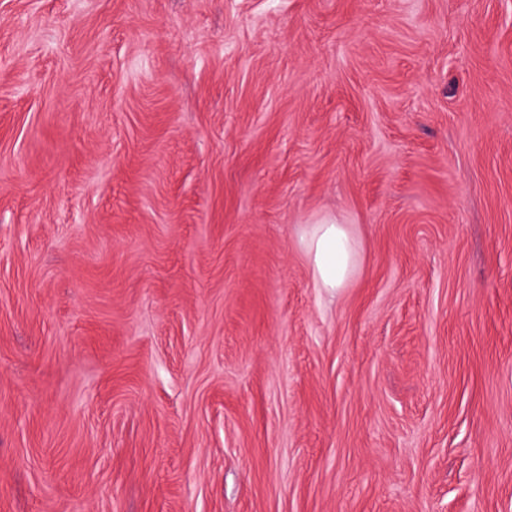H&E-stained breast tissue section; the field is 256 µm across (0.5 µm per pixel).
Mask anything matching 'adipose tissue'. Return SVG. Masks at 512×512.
<instances>
[{
  "label": "adipose tissue",
  "mask_w": 512,
  "mask_h": 512,
  "mask_svg": "<svg viewBox=\"0 0 512 512\" xmlns=\"http://www.w3.org/2000/svg\"><path fill=\"white\" fill-rule=\"evenodd\" d=\"M317 287L336 291L346 287L358 257V245L348 225L328 219L303 225L297 241Z\"/></svg>",
  "instance_id": "ef3b65f1"
}]
</instances>
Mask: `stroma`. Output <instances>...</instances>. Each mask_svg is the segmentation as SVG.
<instances>
[{"label": "stroma", "instance_id": "stroma-1", "mask_svg": "<svg viewBox=\"0 0 512 512\" xmlns=\"http://www.w3.org/2000/svg\"><path fill=\"white\" fill-rule=\"evenodd\" d=\"M0 512H512V0H0ZM297 244L317 287L331 292L346 287L358 257L357 241L348 224H338L336 219L304 224Z\"/></svg>", "mask_w": 512, "mask_h": 512}]
</instances>
